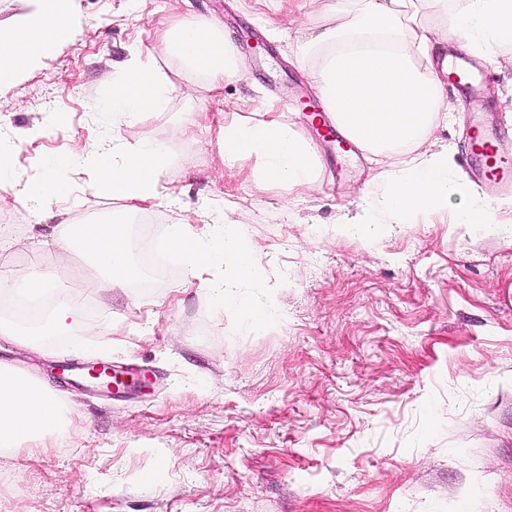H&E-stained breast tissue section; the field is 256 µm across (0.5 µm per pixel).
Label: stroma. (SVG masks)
I'll use <instances>...</instances> for the list:
<instances>
[{"instance_id": "35a3bbf8", "label": "stroma", "mask_w": 512, "mask_h": 512, "mask_svg": "<svg viewBox=\"0 0 512 512\" xmlns=\"http://www.w3.org/2000/svg\"><path fill=\"white\" fill-rule=\"evenodd\" d=\"M294 0H71L74 34L0 86V145L14 178L40 181L59 154L75 164L40 219L0 187V272L54 250L61 226L131 224L162 261L153 287L105 291L72 249L50 274L82 308L89 333L24 345L0 337V363L40 375L71 410L49 447L0 450V512H512V237L437 212L416 224L339 225L382 180L360 154L327 142L291 96L316 103L319 59L289 29ZM218 22L242 79L194 84L158 57L168 104L113 127L112 77L158 49L173 24ZM479 98L448 89V123L426 149L462 151L469 113L505 123L512 50L494 49ZM272 100L322 158L320 187L261 181L257 157L225 170V115L261 120ZM205 118L191 135L176 128ZM150 135L167 151L161 197L130 209L94 193L79 162L108 138ZM244 226L259 275L216 306L161 251L173 224L202 226L212 201ZM113 363L136 381L107 397L85 378L56 382L59 361Z\"/></svg>"}]
</instances>
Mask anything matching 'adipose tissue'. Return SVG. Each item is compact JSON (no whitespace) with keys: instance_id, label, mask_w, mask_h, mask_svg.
Returning a JSON list of instances; mask_svg holds the SVG:
<instances>
[{"instance_id":"ef3b65f1","label":"adipose tissue","mask_w":512,"mask_h":512,"mask_svg":"<svg viewBox=\"0 0 512 512\" xmlns=\"http://www.w3.org/2000/svg\"><path fill=\"white\" fill-rule=\"evenodd\" d=\"M447 0H336L342 22L311 35L310 51L320 58L312 72L317 96L337 127L369 161L391 154L408 155L404 167L388 178L379 205L364 208L351 221L358 229L379 223L407 224L415 217L450 210L459 223L490 224L494 209L454 173V152L425 150L424 145L447 111L449 60L438 48L425 15ZM71 33L65 0H34L25 22L0 25V85L17 75L56 42ZM447 39L471 51L512 45V0H466L454 17ZM165 56L177 59L190 74L218 85L241 78L218 25L200 21L166 30L160 40ZM164 80L154 56H133L113 76L109 105L115 123L136 121L142 112L164 104ZM225 168L247 156L261 162L260 177L288 187H315L321 159L312 140L297 136L276 113L249 123H225L218 139ZM90 163L98 171L96 193L116 200L147 203L164 191L169 157L153 139L142 138L130 150L105 144ZM69 159L57 158L49 175L24 185L20 194L34 210L47 213L67 183ZM60 242L77 243L98 270L103 287L128 285L142 276L128 256L125 225H85L80 235L62 231ZM164 245L176 252L190 275L213 271L207 292L224 304L231 288L253 278L259 260L242 242L240 224L215 208L210 224L197 231L188 224L169 229ZM65 423L64 404L38 381L0 367V448L44 445Z\"/></svg>"}]
</instances>
